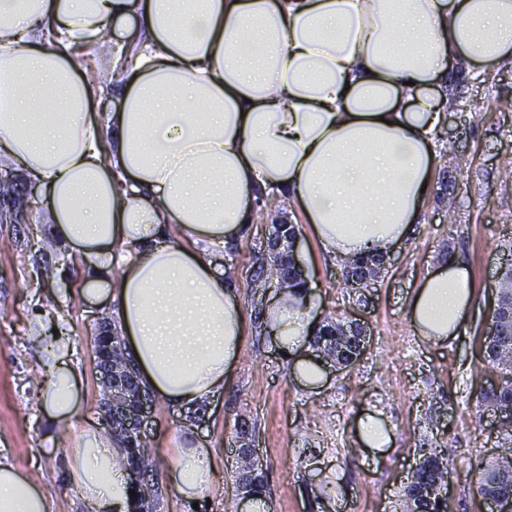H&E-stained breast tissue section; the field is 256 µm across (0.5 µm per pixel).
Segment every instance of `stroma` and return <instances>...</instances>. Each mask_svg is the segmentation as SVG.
<instances>
[{
    "instance_id": "obj_1",
    "label": "stroma",
    "mask_w": 512,
    "mask_h": 512,
    "mask_svg": "<svg viewBox=\"0 0 512 512\" xmlns=\"http://www.w3.org/2000/svg\"><path fill=\"white\" fill-rule=\"evenodd\" d=\"M455 78L460 103L448 110L434 141L437 168L453 188L443 200L429 195L412 237L391 252L365 303L341 288L342 262L318 248L286 202L277 204L300 229L297 253L316 303L314 322L360 320L370 336L366 354L345 370L326 365L322 385L312 390L294 377L273 336L252 327L229 384L206 403L202 422L190 424L185 410L154 398L145 441L158 464L157 512H234L235 431L244 420L255 429L269 512H397L429 448L448 458V512H497L480 495L478 477L498 459L506 432L493 416H478L477 390L502 376L484 362L480 342L497 304L501 270L512 263V61L488 76L460 69ZM18 204L39 212L40 222L31 230L9 223L8 207L0 203V458L27 471L55 512H87L65 472L68 447L47 437L41 404L47 373L40 360L59 356L73 376L78 411L67 436L101 427L102 387L91 345L96 323L109 319L106 302L81 294L80 259L60 246L46 255L34 247V237L52 234L42 196L25 195ZM270 229V219L259 218L224 257L235 268L250 319L255 310L247 283ZM452 253L469 265L476 294L464 333L438 346L414 334L405 307L417 283ZM369 412L390 429L388 447L360 445L357 425ZM190 429L216 454L197 508L166 477L171 450Z\"/></svg>"
}]
</instances>
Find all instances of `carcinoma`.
I'll list each match as a JSON object with an SVG mask.
<instances>
[{
	"instance_id": "obj_1",
	"label": "carcinoma",
	"mask_w": 512,
	"mask_h": 512,
	"mask_svg": "<svg viewBox=\"0 0 512 512\" xmlns=\"http://www.w3.org/2000/svg\"><path fill=\"white\" fill-rule=\"evenodd\" d=\"M385 258L374 254L347 264L342 270V281L345 288L357 293L368 287L371 281L380 277L384 270ZM277 280L280 287L303 285L304 277L294 274L292 262L284 255L275 252H264L255 256V267L250 288L253 293L264 294L268 283ZM362 328L352 327L338 321L326 320L315 326L310 344L315 350L341 362L344 367L353 366L352 358L356 353V336ZM94 348L98 349L112 364L116 371L131 378L125 392L124 402L132 405L139 393L143 391L134 366L125 357V344L117 329L112 328L105 335L94 336ZM512 347V264L505 267L502 273L497 308L491 315V323L487 336L484 337L482 352L484 360L496 367L512 373V366L504 361L502 351ZM480 410L483 416L487 410L506 412L512 409V376L502 379L497 387L482 388L479 392ZM112 438L121 444L129 445V466L136 470L141 480L137 484L141 503L146 508L140 512H153L158 504L159 488L154 483V465L144 451L145 444L139 440L136 427L127 422L121 413L112 415ZM244 468L238 481L244 483L253 493L265 492L264 475L253 470L248 458H243ZM448 481V458L443 451L432 450L423 457L405 486L402 512H448V498L442 494L443 485ZM480 490L489 495L493 501L512 499V448L508 447L501 460L482 468L479 478Z\"/></svg>"
}]
</instances>
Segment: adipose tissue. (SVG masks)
<instances>
[{
	"mask_svg": "<svg viewBox=\"0 0 512 512\" xmlns=\"http://www.w3.org/2000/svg\"><path fill=\"white\" fill-rule=\"evenodd\" d=\"M105 53L112 80L91 82ZM509 60L512 0H0V83L13 95L0 167L43 191L141 386L189 408L222 392L240 358L248 320L213 250L255 224L260 195L286 200L327 255L390 254L421 219L450 71ZM116 91L119 110L93 115ZM475 288L461 257L429 272L406 303L415 335L460 336ZM313 306L302 286L267 309L307 387L323 381L302 356ZM43 408L50 424L73 418L68 373L52 372ZM212 463L184 438L169 482L196 500ZM65 467L89 512H134L128 452L111 436L73 437ZM0 512L53 502L0 461Z\"/></svg>",
	"mask_w": 512,
	"mask_h": 512,
	"instance_id": "ef3b65f1",
	"label": "adipose tissue"
}]
</instances>
